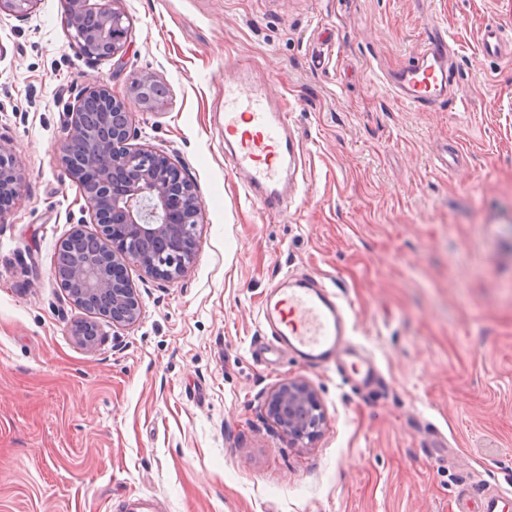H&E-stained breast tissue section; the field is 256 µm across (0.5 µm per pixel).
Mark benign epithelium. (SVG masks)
<instances>
[{
	"mask_svg": "<svg viewBox=\"0 0 512 512\" xmlns=\"http://www.w3.org/2000/svg\"><path fill=\"white\" fill-rule=\"evenodd\" d=\"M118 0H67L69 29L90 58L127 53L125 15ZM38 0H0V11L30 14ZM156 80L140 75L131 82L139 105L161 103ZM68 138L61 162L79 183L89 205L93 230L73 225L61 241L55 278L74 306L89 314L72 334L87 344L98 336L96 319L114 327L138 322L141 300L128 270L162 280L177 279L195 263L202 203L193 185L171 159L146 144L132 143L128 101L107 88L92 87L69 107ZM20 173L0 150V196L14 195ZM268 407L282 431L295 442L313 440L325 411L310 385L288 379L273 386Z\"/></svg>",
	"mask_w": 512,
	"mask_h": 512,
	"instance_id": "obj_1",
	"label": "benign epithelium"
}]
</instances>
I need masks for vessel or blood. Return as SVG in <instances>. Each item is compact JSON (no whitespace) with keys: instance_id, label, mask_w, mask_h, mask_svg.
<instances>
[{"instance_id":"vessel-or-blood-1","label":"vessel or blood","mask_w":512,"mask_h":512,"mask_svg":"<svg viewBox=\"0 0 512 512\" xmlns=\"http://www.w3.org/2000/svg\"><path fill=\"white\" fill-rule=\"evenodd\" d=\"M458 73L448 55V35L433 26L412 59L387 77L401 103L422 108L455 105ZM303 149L292 128L290 113L277 105L263 84L241 77L224 81V168L247 196L267 210L287 206L299 190L295 174ZM264 334L253 343L257 356L277 365L282 355L310 368L335 367L358 387L380 378L377 362L355 343L352 309L339 294L314 275L287 274L268 291L260 307ZM457 512H512V493L489 490L478 501L461 491Z\"/></svg>"}]
</instances>
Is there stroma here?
<instances>
[{"mask_svg":"<svg viewBox=\"0 0 512 512\" xmlns=\"http://www.w3.org/2000/svg\"><path fill=\"white\" fill-rule=\"evenodd\" d=\"M129 49L86 58L64 0L0 12V149L22 182L0 216V512H454L464 487L512 490V0H119ZM458 64L455 107L399 103L384 81L432 24ZM246 66L292 114L300 194L276 214L224 172V75ZM148 72L138 142L202 202L199 252L167 281L133 274L142 315L91 345L54 277L89 219L59 161L67 107ZM316 274L354 307L384 382L250 349L284 274ZM301 379L326 413L308 447L270 416ZM480 40L485 53L494 58L504 56L500 42L499 28L492 24H486L480 29Z\"/></svg>","mask_w":512,"mask_h":512,"instance_id":"obj_1","label":"stroma"}]
</instances>
